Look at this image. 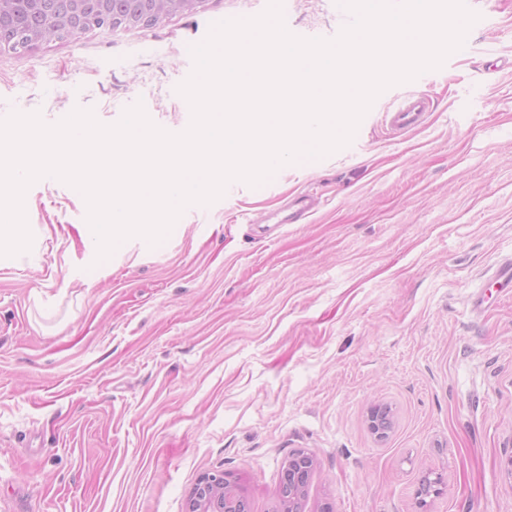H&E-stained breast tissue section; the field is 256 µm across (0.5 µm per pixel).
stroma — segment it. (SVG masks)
<instances>
[{
    "instance_id": "obj_1",
    "label": "stroma",
    "mask_w": 512,
    "mask_h": 512,
    "mask_svg": "<svg viewBox=\"0 0 512 512\" xmlns=\"http://www.w3.org/2000/svg\"><path fill=\"white\" fill-rule=\"evenodd\" d=\"M267 5L202 0L0 51V119L80 108L110 125L140 101L181 132L190 46ZM288 21L331 40L350 18L288 0ZM508 56L512 0H497L447 65L375 99L355 147L284 165L260 193L231 182L157 246L133 237L101 263L84 197L31 185L40 260L0 257V512H183L217 472L272 512L298 450L315 460L306 512H512V291L494 278L512 259V70L491 68ZM409 93L428 120L392 135L383 116ZM306 191L308 222L254 234ZM146 4L148 20L158 24L170 15L176 13L192 12L202 0H141ZM153 24H143L140 27H152Z\"/></svg>"
}]
</instances>
